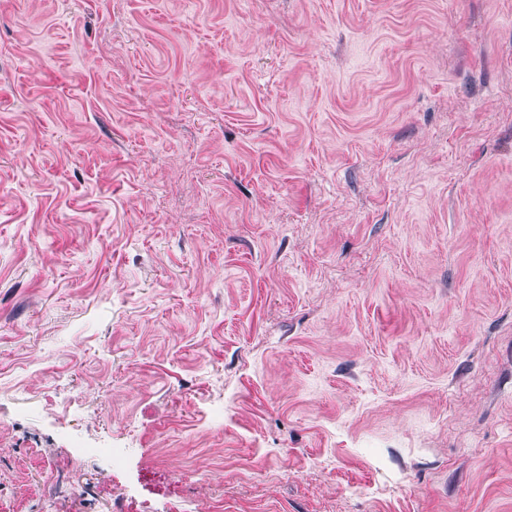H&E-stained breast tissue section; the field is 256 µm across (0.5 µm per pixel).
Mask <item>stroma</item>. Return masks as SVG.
I'll return each instance as SVG.
<instances>
[{
  "instance_id": "35a3bbf8",
  "label": "stroma",
  "mask_w": 512,
  "mask_h": 512,
  "mask_svg": "<svg viewBox=\"0 0 512 512\" xmlns=\"http://www.w3.org/2000/svg\"><path fill=\"white\" fill-rule=\"evenodd\" d=\"M512 512V0H0V512Z\"/></svg>"
}]
</instances>
